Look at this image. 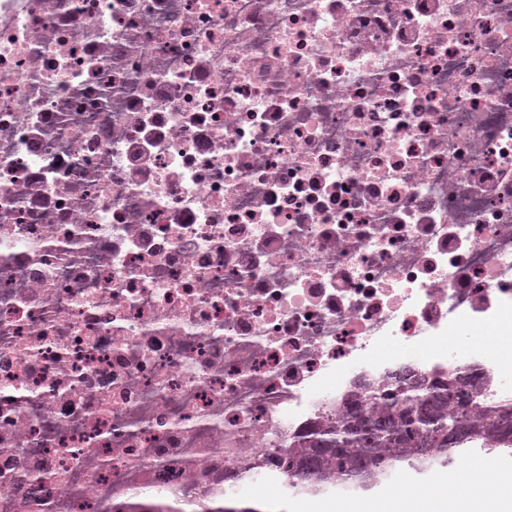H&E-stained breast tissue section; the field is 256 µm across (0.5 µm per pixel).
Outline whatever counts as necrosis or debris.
Listing matches in <instances>:
<instances>
[{
	"label": "necrosis or debris",
	"instance_id": "necrosis-or-debris-1",
	"mask_svg": "<svg viewBox=\"0 0 512 512\" xmlns=\"http://www.w3.org/2000/svg\"><path fill=\"white\" fill-rule=\"evenodd\" d=\"M473 366L512 398V0H0V512L215 500Z\"/></svg>",
	"mask_w": 512,
	"mask_h": 512
}]
</instances>
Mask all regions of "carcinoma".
Returning <instances> with one entry per match:
<instances>
[{
  "label": "carcinoma",
  "mask_w": 512,
  "mask_h": 512,
  "mask_svg": "<svg viewBox=\"0 0 512 512\" xmlns=\"http://www.w3.org/2000/svg\"><path fill=\"white\" fill-rule=\"evenodd\" d=\"M466 380L474 398L462 405L459 375L417 378L347 400L281 448L269 464L284 482L283 495L332 488L374 490L402 469L425 473L448 468L473 449L512 456V402H494L477 373ZM280 499L226 497L205 512H285ZM137 512H185L157 495L133 505Z\"/></svg>",
  "instance_id": "carcinoma-1"
}]
</instances>
